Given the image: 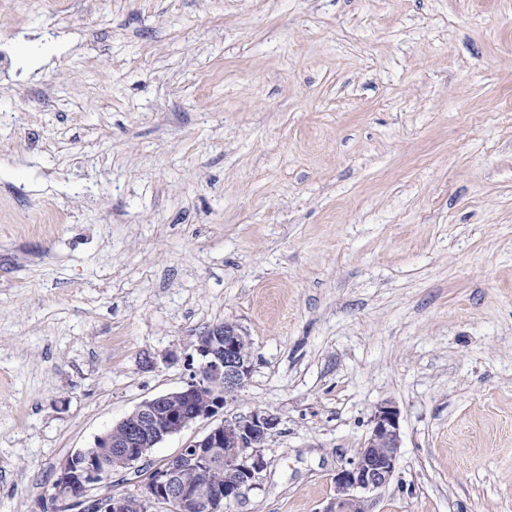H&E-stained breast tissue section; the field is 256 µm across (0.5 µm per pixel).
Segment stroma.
<instances>
[{"label": "stroma", "instance_id": "stroma-1", "mask_svg": "<svg viewBox=\"0 0 512 512\" xmlns=\"http://www.w3.org/2000/svg\"><path fill=\"white\" fill-rule=\"evenodd\" d=\"M0 512L180 388L279 418L225 512H512V0H0ZM66 223H57L58 214ZM400 410L391 401L379 404L371 428L356 457L334 477V494L321 512L368 511L369 494L385 487L400 456Z\"/></svg>", "mask_w": 512, "mask_h": 512}]
</instances>
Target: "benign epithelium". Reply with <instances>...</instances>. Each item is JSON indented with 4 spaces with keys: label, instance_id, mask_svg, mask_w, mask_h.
<instances>
[{
    "label": "benign epithelium",
    "instance_id": "1",
    "mask_svg": "<svg viewBox=\"0 0 512 512\" xmlns=\"http://www.w3.org/2000/svg\"><path fill=\"white\" fill-rule=\"evenodd\" d=\"M249 341L233 323L216 325L197 338V368L185 385L143 401L96 441L95 447L71 455L52 485V499L81 512H224L254 484L265 467L261 448L273 437L279 418L266 410L237 413L209 429L164 467L152 471L142 495H100L112 484V462L132 469L166 438L224 409L252 371ZM400 410L391 401L379 404L356 457L334 477V494L321 512H368L369 494L385 487L400 456ZM224 465V485L182 480L188 463Z\"/></svg>",
    "mask_w": 512,
    "mask_h": 512
}]
</instances>
